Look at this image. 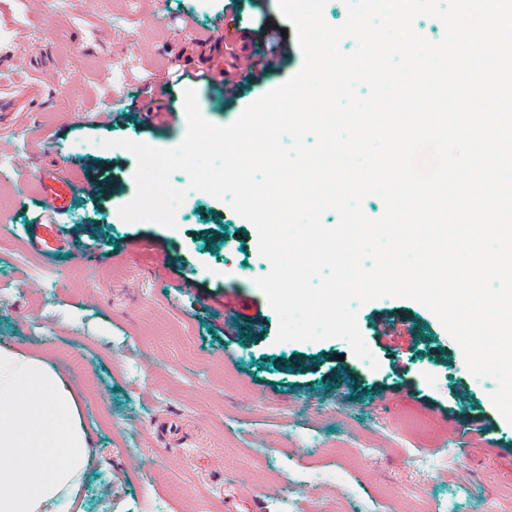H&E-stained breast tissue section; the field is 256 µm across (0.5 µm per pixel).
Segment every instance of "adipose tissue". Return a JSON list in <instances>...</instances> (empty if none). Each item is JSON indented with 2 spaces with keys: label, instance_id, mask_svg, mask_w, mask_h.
<instances>
[{
  "label": "adipose tissue",
  "instance_id": "1",
  "mask_svg": "<svg viewBox=\"0 0 512 512\" xmlns=\"http://www.w3.org/2000/svg\"><path fill=\"white\" fill-rule=\"evenodd\" d=\"M84 401L41 355L0 344V512H85L96 448Z\"/></svg>",
  "mask_w": 512,
  "mask_h": 512
}]
</instances>
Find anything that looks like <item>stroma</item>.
<instances>
[{"label":"stroma","instance_id":"35a3bbf8","mask_svg":"<svg viewBox=\"0 0 512 512\" xmlns=\"http://www.w3.org/2000/svg\"><path fill=\"white\" fill-rule=\"evenodd\" d=\"M4 2L0 76L48 92L0 125V344L45 352L84 391L97 448L85 512H512V424L490 400L496 382L469 372L427 308L395 297L359 306L369 361L340 338L280 343L255 283L270 264L226 201L189 191L172 228L118 214L137 160L115 140L172 148L187 125L103 124L95 110L130 104L176 49L187 67L217 66L220 27L251 28L257 42L282 31L278 68L234 95L186 80L156 98L180 113L194 90L206 120L232 124L303 63L277 0H239L231 19L224 0ZM60 168L104 189L74 191L47 224L36 176ZM141 239L151 251L133 249ZM76 248L97 267L73 261ZM183 271L188 286L174 287ZM230 284L254 321L243 334L218 312ZM386 318L412 323L413 339H378ZM342 369L351 391L333 384ZM475 417L494 447L472 445Z\"/></svg>","mask_w":512,"mask_h":512}]
</instances>
